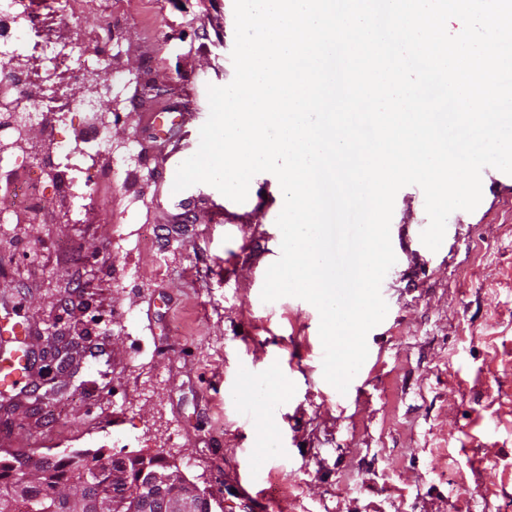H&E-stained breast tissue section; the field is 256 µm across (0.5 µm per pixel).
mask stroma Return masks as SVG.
Here are the masks:
<instances>
[{
  "mask_svg": "<svg viewBox=\"0 0 512 512\" xmlns=\"http://www.w3.org/2000/svg\"><path fill=\"white\" fill-rule=\"evenodd\" d=\"M29 0L30 64L57 36L111 43L126 77L97 122L107 204L73 223L68 197L47 194L49 220L0 224V324L29 326L34 354L86 337L78 384L49 405L38 374L0 394V452L63 456L161 451L217 512H512V175L488 169L482 200L453 212L437 251L420 244L424 194L396 195L397 258L367 335L368 360L339 393L323 377L320 316L305 300L266 303L281 254L275 175L253 177L249 204L207 184L169 196L162 179L197 151L193 114L208 86L234 78L233 0ZM168 92L153 96L152 84ZM91 77L42 83L30 149L52 183L58 141L83 143L84 120L51 99L92 97ZM187 113L153 127L144 113ZM138 158L116 160L131 145ZM255 462L263 495L245 502L236 476Z\"/></svg>",
  "mask_w": 512,
  "mask_h": 512,
  "instance_id": "obj_1",
  "label": "stroma"
}]
</instances>
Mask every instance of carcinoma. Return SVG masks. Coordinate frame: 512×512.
Returning <instances> with one entry per match:
<instances>
[{"mask_svg": "<svg viewBox=\"0 0 512 512\" xmlns=\"http://www.w3.org/2000/svg\"><path fill=\"white\" fill-rule=\"evenodd\" d=\"M75 341L56 345L52 356L65 361L63 374L74 376L73 362L77 361ZM162 457L131 459L117 467L127 481L129 490L138 489L144 467L174 470L161 464ZM112 483V457L100 452L76 454L63 458L51 456L26 459L11 453L0 457V512H30L36 505L50 512L59 509L58 500L73 497L65 512H102L100 489Z\"/></svg>", "mask_w": 512, "mask_h": 512, "instance_id": "carcinoma-1", "label": "carcinoma"}]
</instances>
